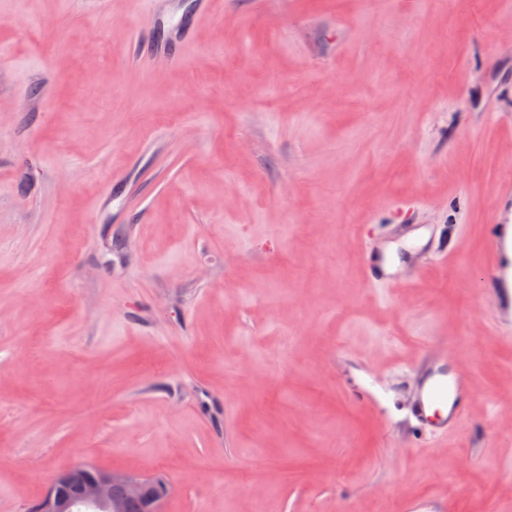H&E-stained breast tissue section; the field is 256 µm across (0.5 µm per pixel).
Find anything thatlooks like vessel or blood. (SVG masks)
Masks as SVG:
<instances>
[{"label": "vessel or blood", "instance_id": "vessel-or-blood-1", "mask_svg": "<svg viewBox=\"0 0 512 512\" xmlns=\"http://www.w3.org/2000/svg\"><path fill=\"white\" fill-rule=\"evenodd\" d=\"M447 347L427 352L416 368L410 399V417L415 427L441 436L457 433L465 420L469 387L450 371Z\"/></svg>", "mask_w": 512, "mask_h": 512}]
</instances>
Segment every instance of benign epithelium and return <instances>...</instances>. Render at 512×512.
<instances>
[{"instance_id":"7a95c632","label":"benign epithelium","mask_w":512,"mask_h":512,"mask_svg":"<svg viewBox=\"0 0 512 512\" xmlns=\"http://www.w3.org/2000/svg\"><path fill=\"white\" fill-rule=\"evenodd\" d=\"M153 480L93 465H76L57 472L46 492L37 501V512H119L112 504V486L124 490V501L134 503L140 512H161L169 493L168 484L147 492Z\"/></svg>"}]
</instances>
